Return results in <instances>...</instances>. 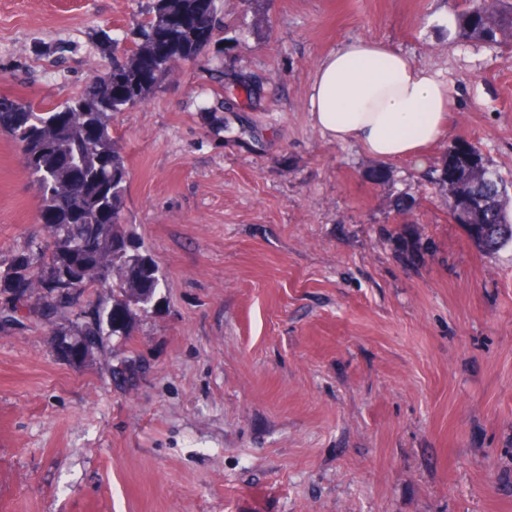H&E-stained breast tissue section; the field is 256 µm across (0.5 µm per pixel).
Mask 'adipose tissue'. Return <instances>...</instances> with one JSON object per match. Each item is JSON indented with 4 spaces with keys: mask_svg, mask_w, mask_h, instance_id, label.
Instances as JSON below:
<instances>
[{
    "mask_svg": "<svg viewBox=\"0 0 512 512\" xmlns=\"http://www.w3.org/2000/svg\"><path fill=\"white\" fill-rule=\"evenodd\" d=\"M314 125L330 141L397 160L449 131L448 87L428 68L369 39L344 43L319 64L309 94Z\"/></svg>",
    "mask_w": 512,
    "mask_h": 512,
    "instance_id": "adipose-tissue-1",
    "label": "adipose tissue"
}]
</instances>
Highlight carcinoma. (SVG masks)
I'll return each mask as SVG.
<instances>
[{"instance_id": "1", "label": "carcinoma", "mask_w": 512, "mask_h": 512, "mask_svg": "<svg viewBox=\"0 0 512 512\" xmlns=\"http://www.w3.org/2000/svg\"><path fill=\"white\" fill-rule=\"evenodd\" d=\"M229 28L217 0H148L135 48L110 66L112 92L97 77L50 108L0 97V132L28 153L26 169L40 194L50 236L47 249L24 250L0 269V316L16 320L30 300L20 292V283L47 270L56 281L83 293L100 288L106 294L85 303L83 317L73 315L59 289L39 285L34 292L44 323H52L60 336L58 346L92 351L104 339L127 333L136 311L153 303L164 282L157 264L140 252L125 228L128 170L112 139V117L148 100L175 64L197 60ZM454 35L461 43H512L507 40L512 36V0H489L482 6L468 0L457 16ZM217 79L225 112L240 111L239 99L250 100L260 90L254 77L233 69ZM456 170L467 179L470 193L483 199L478 223L465 225L474 245L495 253L512 244V220L506 211L512 191L506 180L479 150ZM129 362L124 358L111 365L112 381L119 388L131 383L132 375L122 370Z\"/></svg>"}]
</instances>
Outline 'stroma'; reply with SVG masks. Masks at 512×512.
Segmentation results:
<instances>
[{
	"label": "stroma",
	"instance_id": "obj_1",
	"mask_svg": "<svg viewBox=\"0 0 512 512\" xmlns=\"http://www.w3.org/2000/svg\"><path fill=\"white\" fill-rule=\"evenodd\" d=\"M147 0H0V96L54 106L133 49ZM260 98L224 115L193 62L117 114L156 309L84 363L30 311L0 325V512H512V245L480 252L431 180L448 141L512 180V59L453 38L464 0H221ZM448 86L447 141L337 144L307 97L344 42ZM0 133V266L46 246ZM142 358L134 387L116 359Z\"/></svg>",
	"mask_w": 512,
	"mask_h": 512
}]
</instances>
